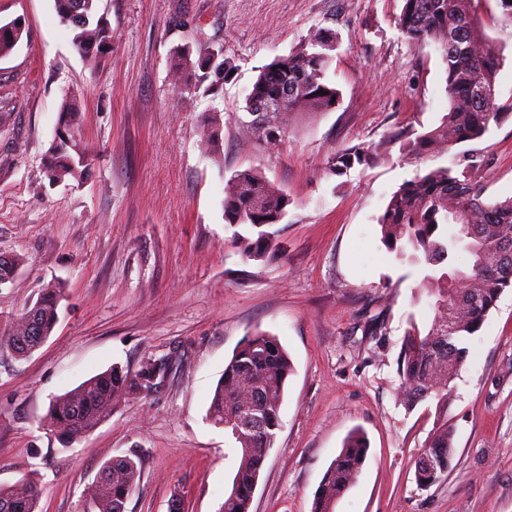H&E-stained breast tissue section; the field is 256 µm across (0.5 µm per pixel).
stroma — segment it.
Returning a JSON list of instances; mask_svg holds the SVG:
<instances>
[{
  "label": "stroma",
  "instance_id": "obj_1",
  "mask_svg": "<svg viewBox=\"0 0 512 512\" xmlns=\"http://www.w3.org/2000/svg\"><path fill=\"white\" fill-rule=\"evenodd\" d=\"M403 0H98L116 38L95 60L73 44L55 0H0V25L24 32L0 56V253L19 258L0 286V337L50 281L64 299L49 338L20 359L0 347V484L40 486V512H85L102 466L135 455L142 475L127 512H218L238 464L207 416L224 367L248 334L279 338L293 365L278 431L251 512H312L314 494L352 432L369 448L335 512H512V288L466 345L445 403L406 408L398 356L411 325L434 311L422 266L397 259L378 219L417 162L402 141L448 111L435 44L397 26ZM473 13L504 62L503 117L469 142L484 156L488 201L512 197V22L495 0ZM338 38L330 69L336 110L299 122L266 148L237 132L259 70L316 28ZM216 43L235 70L215 95L182 101L174 50ZM82 114L91 154L80 180L49 182L46 152L64 98ZM219 115V144L200 137ZM361 145L384 152L342 176L331 156ZM255 168L291 204L276 251L246 258L228 226L224 186ZM171 355L150 395L128 392L80 442L62 447L44 426L50 401L112 366L127 375ZM453 434L446 475L415 473L439 428Z\"/></svg>",
  "mask_w": 512,
  "mask_h": 512
}]
</instances>
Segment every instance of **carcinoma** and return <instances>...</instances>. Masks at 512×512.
<instances>
[{
  "label": "carcinoma",
  "mask_w": 512,
  "mask_h": 512,
  "mask_svg": "<svg viewBox=\"0 0 512 512\" xmlns=\"http://www.w3.org/2000/svg\"><path fill=\"white\" fill-rule=\"evenodd\" d=\"M97 0H55L60 22L74 32L73 43L83 52L106 56L115 38L109 21L97 14ZM473 0H403L397 18L400 31L417 42H432L445 64L448 113L436 128L406 139L404 156L410 159L443 157L458 146L484 137L499 123L496 80L503 57L476 21ZM19 21L0 26V55L10 52L22 37ZM337 37L330 29L313 31L298 50L279 57L260 70L246 97L245 117L238 132L267 147H276L288 129L305 116L334 111L341 93L329 70L335 58ZM172 82L189 98L215 94L233 61L216 46H183ZM324 93H319V90ZM81 115L64 104L61 122L48 150L44 169L52 183L80 178L88 156L79 147L76 132ZM383 153L360 146L334 154L331 173L340 176L354 163H373ZM483 162L464 153L452 166L439 165L417 173L392 195L379 218L385 246L396 256L422 265L427 273L423 287L435 298L434 317L426 333L412 327L404 337L399 358V393L404 406L415 407L427 399L448 400L451 383L461 369L467 349L464 341L476 333L500 295L512 288V198L485 201L477 177ZM288 194L274 187L261 172L249 168L236 172L224 186V216L230 224L257 230L254 239L241 238L249 257L261 258L274 246L270 231L287 214ZM455 225L454 233L444 230ZM470 255L467 271L453 267L458 246ZM18 259L0 256V285L10 281ZM63 288L42 287L38 297L7 338L18 357H28L53 332ZM165 363L148 362L132 381L114 367L55 397L45 415L47 428L59 442L70 444L91 433L112 413V404L131 388L148 393ZM293 366L278 337L256 332L246 337L224 367L214 391L209 419L236 444L240 460L232 486L218 512H250L258 478L263 471L277 431L285 386ZM259 416L264 427L239 434L242 413ZM454 447L452 435L434 434L426 455L431 463L416 470L420 485L430 486L448 472ZM367 454L363 435L352 434L328 468L315 493L313 512H334L360 472ZM106 476L96 481L89 512H125L126 502L140 479L136 457L114 458L103 465ZM40 490L29 480L0 485V512H39Z\"/></svg>",
  "instance_id": "1"
}]
</instances>
